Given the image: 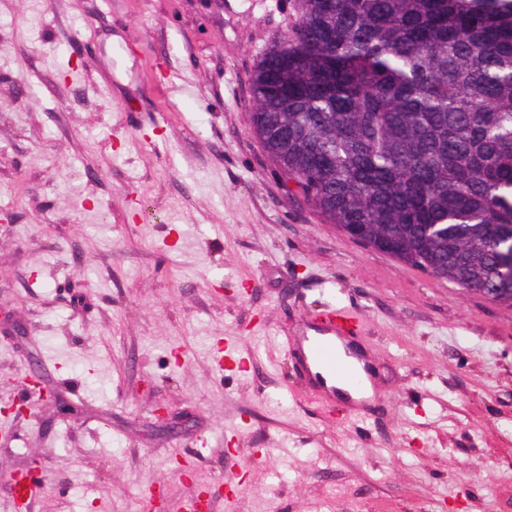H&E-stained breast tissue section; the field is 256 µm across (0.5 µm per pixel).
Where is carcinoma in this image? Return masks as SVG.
Here are the masks:
<instances>
[{"instance_id": "1", "label": "carcinoma", "mask_w": 512, "mask_h": 512, "mask_svg": "<svg viewBox=\"0 0 512 512\" xmlns=\"http://www.w3.org/2000/svg\"><path fill=\"white\" fill-rule=\"evenodd\" d=\"M296 2L251 78L266 151L328 223L495 287L512 252V0Z\"/></svg>"}]
</instances>
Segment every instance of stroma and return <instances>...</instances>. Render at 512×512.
I'll return each instance as SVG.
<instances>
[{
	"label": "stroma",
	"mask_w": 512,
	"mask_h": 512,
	"mask_svg": "<svg viewBox=\"0 0 512 512\" xmlns=\"http://www.w3.org/2000/svg\"><path fill=\"white\" fill-rule=\"evenodd\" d=\"M295 0H0V414L28 512H512V305L350 239L251 131ZM125 51L116 65L115 48ZM332 306L374 396L311 394L283 339ZM222 337L251 356L218 370ZM187 412L158 431L156 403ZM40 489L39 485L27 483L22 479L16 480L12 486V507L14 511L27 508L32 499L39 494Z\"/></svg>",
	"instance_id": "35a3bbf8"
}]
</instances>
